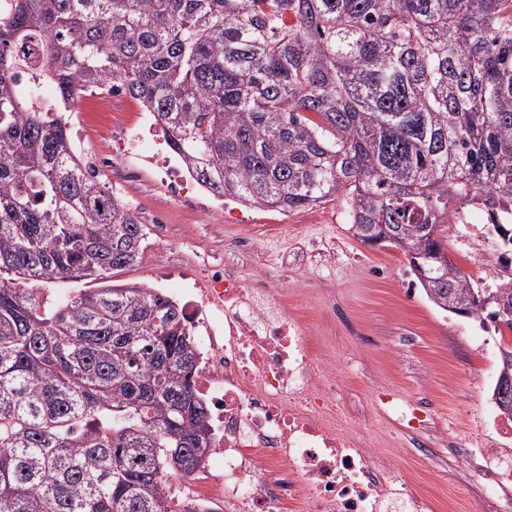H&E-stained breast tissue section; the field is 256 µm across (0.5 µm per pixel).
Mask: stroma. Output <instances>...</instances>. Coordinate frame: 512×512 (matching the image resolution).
<instances>
[{
  "instance_id": "obj_1",
  "label": "stroma",
  "mask_w": 512,
  "mask_h": 512,
  "mask_svg": "<svg viewBox=\"0 0 512 512\" xmlns=\"http://www.w3.org/2000/svg\"><path fill=\"white\" fill-rule=\"evenodd\" d=\"M143 189L135 203L141 216L162 209L168 217L166 244L146 238L135 266L101 280L109 288L125 283L161 284L165 292L180 280L159 283L157 274L169 254L184 263H200L214 252H227L242 228L232 219L189 212L171 200L152 170L142 175ZM256 225L268 227L258 237L264 261L240 264L243 278L264 277L283 287L289 308L315 336L322 354L335 358L338 379L365 415H374L379 391L398 398L431 401L439 422L477 419L488 409L497 378L500 338L491 321L459 315L434 305L426 296L403 252L369 246L343 217L341 200L320 206L277 212L251 209ZM466 223L450 221L441 233L450 259L479 287L493 288L497 276L498 237L482 216L468 208ZM482 226V251L466 248L474 224ZM336 240L331 267H307L290 274L279 261L298 245ZM378 439L390 443L391 463L410 470L420 486L439 500L438 512H449L451 478L444 464L448 438L431 439L430 457H420L418 438L378 427Z\"/></svg>"
}]
</instances>
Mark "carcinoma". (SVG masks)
Wrapping results in <instances>:
<instances>
[{
    "instance_id": "1",
    "label": "carcinoma",
    "mask_w": 512,
    "mask_h": 512,
    "mask_svg": "<svg viewBox=\"0 0 512 512\" xmlns=\"http://www.w3.org/2000/svg\"><path fill=\"white\" fill-rule=\"evenodd\" d=\"M48 63L18 87L25 48ZM202 185L258 209L342 199L437 306L480 289L433 229L474 203L512 247V0H0V512H171L208 405L182 308L143 283L43 305L31 283L136 265L144 224L85 173L65 112L107 85Z\"/></svg>"
}]
</instances>
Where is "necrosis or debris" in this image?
<instances>
[{
    "mask_svg": "<svg viewBox=\"0 0 512 512\" xmlns=\"http://www.w3.org/2000/svg\"><path fill=\"white\" fill-rule=\"evenodd\" d=\"M112 135L111 157L86 153L89 171L110 168L127 189L152 165L177 202L223 210V199L204 194L166 150L150 113L136 109L134 122L113 126ZM185 276L191 284L179 298L198 345L194 386L211 407L214 435L205 470L173 476L179 495L172 512H284L298 502L307 512H434V497L370 442V419L347 404L333 366L289 313L281 288L242 280L218 255ZM379 419L402 433H451L448 464L465 491L461 506L475 500L483 512H502L500 495L512 491V416L493 412L469 427L446 426L425 403L387 397Z\"/></svg>",
    "mask_w": 512,
    "mask_h": 512,
    "instance_id": "necrosis-or-debris-1",
    "label": "necrosis or debris"
}]
</instances>
